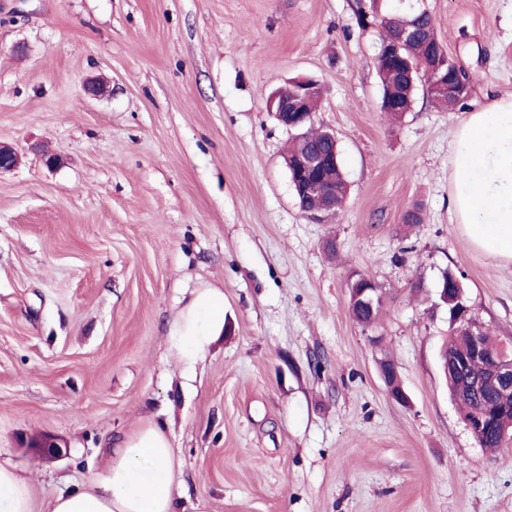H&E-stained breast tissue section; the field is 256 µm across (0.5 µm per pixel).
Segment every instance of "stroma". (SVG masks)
Segmentation results:
<instances>
[{
	"mask_svg": "<svg viewBox=\"0 0 512 512\" xmlns=\"http://www.w3.org/2000/svg\"><path fill=\"white\" fill-rule=\"evenodd\" d=\"M420 5L472 91L452 110L416 91L393 122L356 0H0V145L20 156L0 173V460L32 512L148 416L182 462L176 512H512V446L466 429L436 304L454 271L512 350V262L448 209L456 128L512 95V0ZM301 77L348 181L318 221L266 107ZM355 272L387 293L369 330L348 313ZM199 288L223 290L231 333L190 373L166 336ZM46 435L59 456L34 448Z\"/></svg>",
	"mask_w": 512,
	"mask_h": 512,
	"instance_id": "1",
	"label": "stroma"
}]
</instances>
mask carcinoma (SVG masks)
<instances>
[{
    "mask_svg": "<svg viewBox=\"0 0 512 512\" xmlns=\"http://www.w3.org/2000/svg\"><path fill=\"white\" fill-rule=\"evenodd\" d=\"M383 15L387 17L384 25L385 33L380 37V42L389 39L392 32L406 27L422 28L432 21L431 16L420 11L408 10L397 13L391 10H383ZM438 39L436 30L431 28L422 32L421 37L407 44L404 49V55L408 57L414 67L427 71L433 64L432 53L434 51V42ZM378 75L382 85V91L389 89L397 93L405 92L400 83L399 69L393 62H382L378 66ZM319 148L321 150L330 148L327 139V131L316 129L314 125H309L306 129V135L298 138H292L288 148V158L296 159L305 152ZM325 188L336 194V198L343 199L347 195V182L345 180L341 163L331 167L325 172ZM379 284L366 273L357 272L353 274L352 282L348 283V301L355 298L354 289L356 288H377ZM438 302L448 311V327L450 337L444 345V349L451 356L460 355L468 351L471 343V337H481L482 344L489 352L498 350L493 340L490 328L477 322L471 313V307L468 304L464 288L459 277L451 270H445L440 276ZM385 303L384 292H378L376 297V307L374 311L364 310L353 307L350 312L351 318L364 327H370L378 320ZM483 370V364L474 362L467 369H459L455 366L448 367L443 371L444 379L448 386V392L452 400L460 407L464 419L468 420L480 411H486L494 414V411L500 408L505 409L478 442L482 448L495 449L504 445L502 434L508 432L512 436V394H503L500 392L489 391L485 394L476 395L469 391L468 381L470 376Z\"/></svg>",
    "mask_w": 512,
    "mask_h": 512,
    "instance_id": "obj_1",
    "label": "carcinoma"
}]
</instances>
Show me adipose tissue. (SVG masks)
I'll return each instance as SVG.
<instances>
[{
  "instance_id": "obj_1",
  "label": "adipose tissue",
  "mask_w": 512,
  "mask_h": 512,
  "mask_svg": "<svg viewBox=\"0 0 512 512\" xmlns=\"http://www.w3.org/2000/svg\"><path fill=\"white\" fill-rule=\"evenodd\" d=\"M454 143L448 207L471 244L490 259L512 262V97L468 112ZM223 328V291L200 288L167 343L191 370ZM180 468L168 434L144 421L103 454L89 485L54 498L49 512H175ZM0 512H31L29 483L7 462H0Z\"/></svg>"
}]
</instances>
